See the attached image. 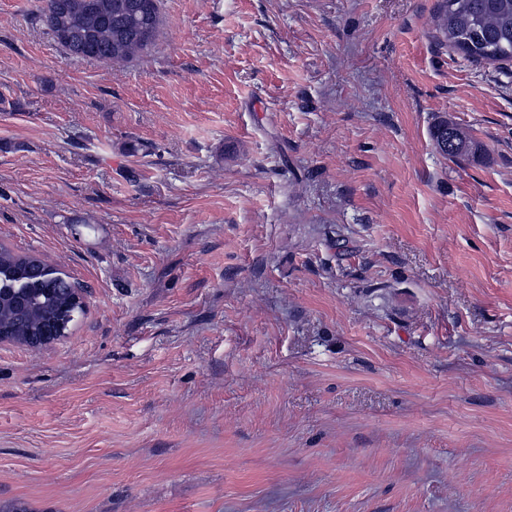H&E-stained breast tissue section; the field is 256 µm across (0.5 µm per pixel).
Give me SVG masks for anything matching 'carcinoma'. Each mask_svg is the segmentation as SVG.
Segmentation results:
<instances>
[{"instance_id":"carcinoma-1","label":"carcinoma","mask_w":512,"mask_h":512,"mask_svg":"<svg viewBox=\"0 0 512 512\" xmlns=\"http://www.w3.org/2000/svg\"><path fill=\"white\" fill-rule=\"evenodd\" d=\"M162 0H40L36 19L69 56L101 63L131 62L156 43ZM436 39L476 64L512 63V0H439ZM436 151L455 162L482 152L469 133L448 119L432 131ZM77 284L36 254L0 247V329L35 336L46 324H61Z\"/></svg>"}]
</instances>
